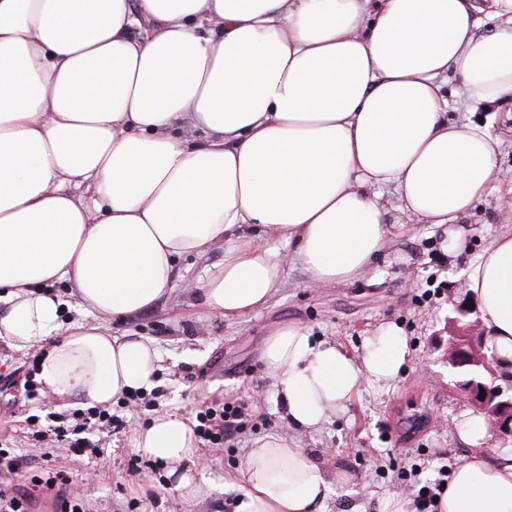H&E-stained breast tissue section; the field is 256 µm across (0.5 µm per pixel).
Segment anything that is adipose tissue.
Instances as JSON below:
<instances>
[{
  "label": "adipose tissue",
  "instance_id": "obj_1",
  "mask_svg": "<svg viewBox=\"0 0 512 512\" xmlns=\"http://www.w3.org/2000/svg\"><path fill=\"white\" fill-rule=\"evenodd\" d=\"M452 77L469 111L512 97V0H0V340L42 349L52 392L110 406L159 369L151 341L110 324L166 298L178 260L223 245L197 289L227 319L281 288L282 244L312 286L355 283L394 243L385 188L461 253L458 220L503 176L499 139L449 120ZM464 276L486 351L512 371V233ZM75 301L89 319L66 318ZM411 358L390 323L357 357L301 324L262 353L301 429ZM456 427L472 448L438 512H512V454L487 449L482 413ZM133 444L174 471L199 455L178 412ZM330 492L271 434L247 453L235 512H315Z\"/></svg>",
  "mask_w": 512,
  "mask_h": 512
}]
</instances>
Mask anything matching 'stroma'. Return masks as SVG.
Here are the masks:
<instances>
[{"label": "stroma", "mask_w": 512, "mask_h": 512, "mask_svg": "<svg viewBox=\"0 0 512 512\" xmlns=\"http://www.w3.org/2000/svg\"><path fill=\"white\" fill-rule=\"evenodd\" d=\"M390 223L402 225L396 246L400 259L379 262L376 271L351 285L309 287L296 262L286 263L284 283L258 311L229 322L203 307L195 289L204 266L222 260V246L201 259L176 265L173 290L152 309L112 323L114 333L152 340L160 357L152 410L126 409L123 427L99 436L102 472L79 491L88 512H235V484L256 438L288 430L284 408L264 371L262 350L282 324L307 326L313 337L359 353L365 336L383 323L399 326L413 352L411 362L391 384L363 382L347 411L319 427L296 432L301 447L329 474L342 475L332 487L325 512H384L386 499L405 490L401 474L418 468L420 480L437 478L441 467L455 468L469 445L453 419L475 403L448 364V338L460 310L466 309L463 271L497 233L512 231V196L491 192L462 223L468 230L465 254L443 252L441 229L406 222L395 197H387ZM34 351L0 344V441L17 454L47 458L77 476L86 456L47 440L36 443L26 417L43 411L69 414L75 399L50 394L44 405L17 396ZM224 402L243 405L249 420L242 434L211 448L199 442L200 461L189 468L192 492L174 490L164 467H128L139 455L133 437L150 414L179 412L195 417Z\"/></svg>", "instance_id": "stroma-1"}]
</instances>
